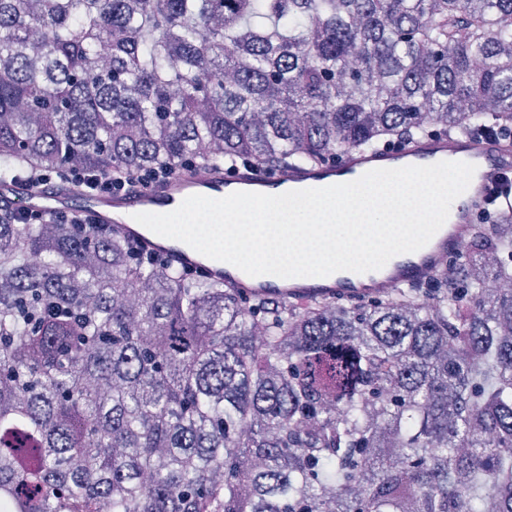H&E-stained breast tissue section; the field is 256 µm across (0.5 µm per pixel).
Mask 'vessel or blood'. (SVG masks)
I'll return each mask as SVG.
<instances>
[{
    "label": "vessel or blood",
    "mask_w": 512,
    "mask_h": 512,
    "mask_svg": "<svg viewBox=\"0 0 512 512\" xmlns=\"http://www.w3.org/2000/svg\"><path fill=\"white\" fill-rule=\"evenodd\" d=\"M443 161L465 162L475 167L463 198L453 201L445 224L423 248L396 255L383 268L362 274L339 271L325 277H253L230 263L200 254L182 241L157 235L135 219L139 213H168L191 195L213 199L238 191L278 195L351 182L374 169L427 166ZM511 173L512 146L493 147L465 133H440L396 148L350 152L336 163L284 174H270L245 165L232 171L193 168L179 171L165 183L135 195L87 194L80 198L65 188L45 192L12 183L0 186V199L14 202L24 211L44 214L73 210L89 214L95 223L114 226L145 250L183 268L199 270L208 279L222 282L241 294L272 295L303 306L319 298L368 301L385 295L389 286L430 279L450 256L461 251L472 234L477 211L485 207L490 192L501 187Z\"/></svg>",
    "instance_id": "obj_1"
}]
</instances>
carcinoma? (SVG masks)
<instances>
[{
	"mask_svg": "<svg viewBox=\"0 0 512 512\" xmlns=\"http://www.w3.org/2000/svg\"><path fill=\"white\" fill-rule=\"evenodd\" d=\"M512 124V0H0V184L286 170ZM453 278L244 298L114 232L0 223L16 512H512V214Z\"/></svg>",
	"mask_w": 512,
	"mask_h": 512,
	"instance_id": "1",
	"label": "carcinoma"
}]
</instances>
